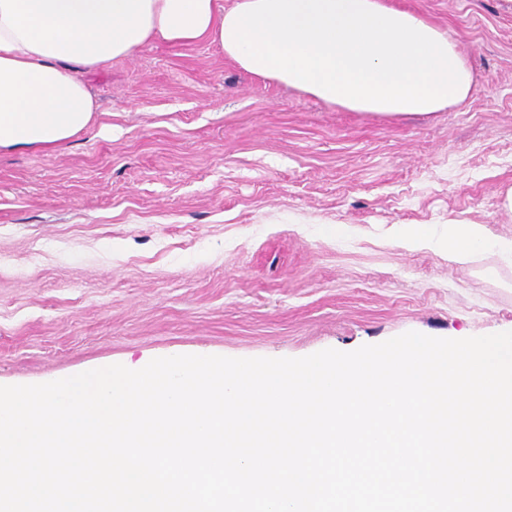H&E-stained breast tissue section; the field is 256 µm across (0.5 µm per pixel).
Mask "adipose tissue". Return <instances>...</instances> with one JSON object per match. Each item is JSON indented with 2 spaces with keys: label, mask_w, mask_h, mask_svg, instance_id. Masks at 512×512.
Masks as SVG:
<instances>
[{
  "label": "adipose tissue",
  "mask_w": 512,
  "mask_h": 512,
  "mask_svg": "<svg viewBox=\"0 0 512 512\" xmlns=\"http://www.w3.org/2000/svg\"><path fill=\"white\" fill-rule=\"evenodd\" d=\"M202 39L352 112H438L472 89L447 32L391 0H0V150H51L91 129L100 106L84 73Z\"/></svg>",
  "instance_id": "1"
}]
</instances>
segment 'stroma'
Listing matches in <instances>:
<instances>
[{
  "label": "stroma",
  "instance_id": "stroma-1",
  "mask_svg": "<svg viewBox=\"0 0 512 512\" xmlns=\"http://www.w3.org/2000/svg\"><path fill=\"white\" fill-rule=\"evenodd\" d=\"M394 2L455 42L463 103L350 112L156 43L85 74L92 131L1 151L0 384L512 331V0ZM452 223L489 243L470 264ZM485 240L479 228L473 224H449L448 237L444 242L448 257L465 263L480 248L485 246Z\"/></svg>",
  "mask_w": 512,
  "mask_h": 512
}]
</instances>
